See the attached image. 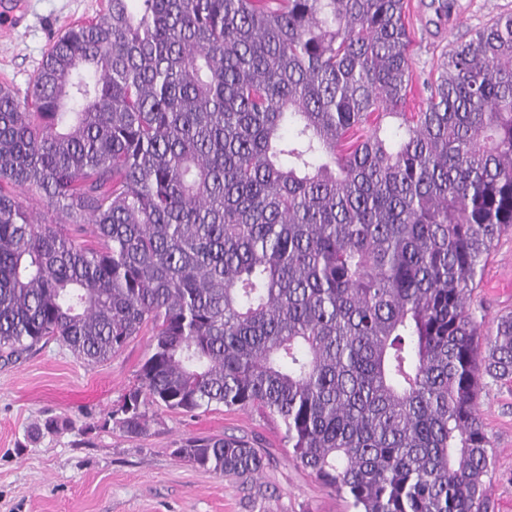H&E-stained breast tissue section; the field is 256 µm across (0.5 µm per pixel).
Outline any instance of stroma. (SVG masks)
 I'll return each mask as SVG.
<instances>
[{
    "mask_svg": "<svg viewBox=\"0 0 512 512\" xmlns=\"http://www.w3.org/2000/svg\"><path fill=\"white\" fill-rule=\"evenodd\" d=\"M429 0H408L406 19L418 90L452 44L490 19L512 13V0H454L442 23ZM104 0H0V83L25 92L50 42L70 24L100 14ZM488 316L512 311V233L496 243L476 290ZM150 331L112 359L90 364L57 341L17 362L0 359V512H349L345 499L288 456L278 420L217 405L196 415L149 410L143 435L124 433L113 408L138 380ZM481 417L495 449L488 476L492 512H512V382H489ZM233 435L265 458L251 478L218 475L176 458L181 439Z\"/></svg>",
    "mask_w": 512,
    "mask_h": 512,
    "instance_id": "obj_1",
    "label": "stroma"
}]
</instances>
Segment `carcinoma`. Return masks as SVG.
I'll return each mask as SVG.
<instances>
[{
    "instance_id": "carcinoma-1",
    "label": "carcinoma",
    "mask_w": 512,
    "mask_h": 512,
    "mask_svg": "<svg viewBox=\"0 0 512 512\" xmlns=\"http://www.w3.org/2000/svg\"><path fill=\"white\" fill-rule=\"evenodd\" d=\"M411 43L405 0H107L67 28L24 99L0 85V352L101 363L149 326L126 433L253 409L354 512H490L512 314L482 332L473 293L512 229V13L418 112ZM174 453L263 467L237 437Z\"/></svg>"
}]
</instances>
